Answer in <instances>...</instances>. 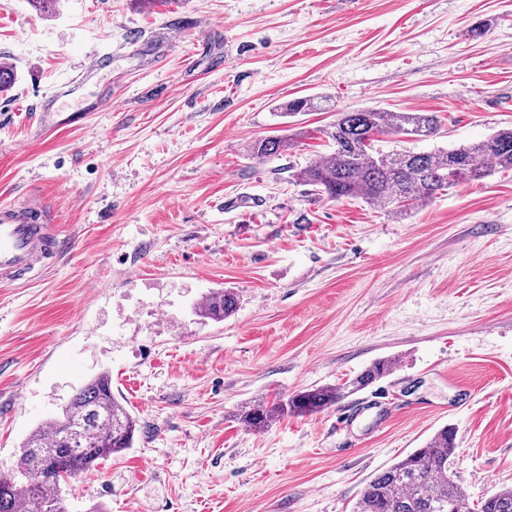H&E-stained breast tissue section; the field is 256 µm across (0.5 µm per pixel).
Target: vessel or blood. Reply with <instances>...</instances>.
Wrapping results in <instances>:
<instances>
[{
	"label": "vessel or blood",
	"instance_id": "obj_1",
	"mask_svg": "<svg viewBox=\"0 0 512 512\" xmlns=\"http://www.w3.org/2000/svg\"><path fill=\"white\" fill-rule=\"evenodd\" d=\"M61 252L62 241L41 198L0 205L1 284L26 281L30 273L48 267Z\"/></svg>",
	"mask_w": 512,
	"mask_h": 512
}]
</instances>
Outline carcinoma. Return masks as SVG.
Masks as SVG:
<instances>
[{
    "label": "carcinoma",
    "instance_id": "cac0c4a2",
    "mask_svg": "<svg viewBox=\"0 0 512 512\" xmlns=\"http://www.w3.org/2000/svg\"><path fill=\"white\" fill-rule=\"evenodd\" d=\"M329 100L298 97L285 102L282 116L330 110ZM439 120L433 112H396L384 108L340 110L326 131L333 150L301 168L297 178L332 200L361 198L393 214L430 201L461 183L479 182L495 172H512V128H501L478 142L452 149L413 152L375 148V136L390 133L411 140L433 137ZM289 143L260 138L248 155L267 162ZM237 295L230 289L209 293L196 312L214 321L230 317ZM395 362H374L346 387L316 386L272 403L242 407L238 421L262 430L288 416L313 415L389 375ZM140 432L138 420L112 395L111 376L101 373L71 397L61 415L34 430L22 446L16 470L0 474V512H68L60 483L94 466L99 459L133 447ZM454 429L445 426L424 447L375 475L366 485L353 512H512V487L499 489L472 505L454 478Z\"/></svg>",
    "mask_w": 512,
    "mask_h": 512
}]
</instances>
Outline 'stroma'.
I'll return each instance as SVG.
<instances>
[{"mask_svg":"<svg viewBox=\"0 0 512 512\" xmlns=\"http://www.w3.org/2000/svg\"><path fill=\"white\" fill-rule=\"evenodd\" d=\"M1 63L0 202L43 197L66 247L0 284V474L106 372L140 431L63 485L69 512H353L446 425L470 501L512 487V173L398 218L296 179L334 112L277 115L307 96L437 113L417 152L511 127L512 0H0ZM63 85L77 119L46 130ZM264 137L292 146L261 164ZM224 288L232 316L195 314ZM379 359L396 365L348 396L346 428L339 404L235 417Z\"/></svg>","mask_w":512,"mask_h":512,"instance_id":"1","label":"stroma"}]
</instances>
